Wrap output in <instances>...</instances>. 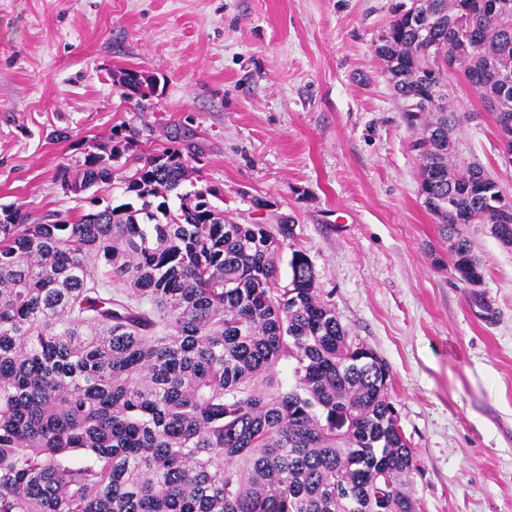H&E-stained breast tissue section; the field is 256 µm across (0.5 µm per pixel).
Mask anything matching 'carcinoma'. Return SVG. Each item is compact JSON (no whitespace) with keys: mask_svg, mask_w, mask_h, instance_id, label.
Listing matches in <instances>:
<instances>
[{"mask_svg":"<svg viewBox=\"0 0 512 512\" xmlns=\"http://www.w3.org/2000/svg\"><path fill=\"white\" fill-rule=\"evenodd\" d=\"M463 2L429 0L424 16L399 5L374 53L421 131L419 195L450 273L476 285L468 225L511 247L512 209L481 165L450 163L460 115L446 104L448 62L512 144V0L466 21ZM122 87L137 110L156 92L134 71ZM136 137L114 133L59 169L90 206L77 218L29 224L0 208V512H415L404 486L418 464L389 368L321 298L294 225L230 224L212 188L180 192L179 148L133 156L130 201L101 205L92 189ZM338 413L350 417L342 433Z\"/></svg>","mask_w":512,"mask_h":512,"instance_id":"cac0c4a2","label":"carcinoma"}]
</instances>
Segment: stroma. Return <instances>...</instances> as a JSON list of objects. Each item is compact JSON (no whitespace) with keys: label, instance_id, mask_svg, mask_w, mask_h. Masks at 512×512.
I'll return each instance as SVG.
<instances>
[{"label":"stroma","instance_id":"obj_1","mask_svg":"<svg viewBox=\"0 0 512 512\" xmlns=\"http://www.w3.org/2000/svg\"><path fill=\"white\" fill-rule=\"evenodd\" d=\"M398 2L0 0V206L76 215L61 167L128 126L137 154L182 132L225 216L294 224L324 300L387 363L416 512H512V247L473 224L482 283L437 263L417 133L374 55ZM129 70L157 81L148 111L123 97ZM448 85L455 164L512 196L493 117Z\"/></svg>","mask_w":512,"mask_h":512}]
</instances>
